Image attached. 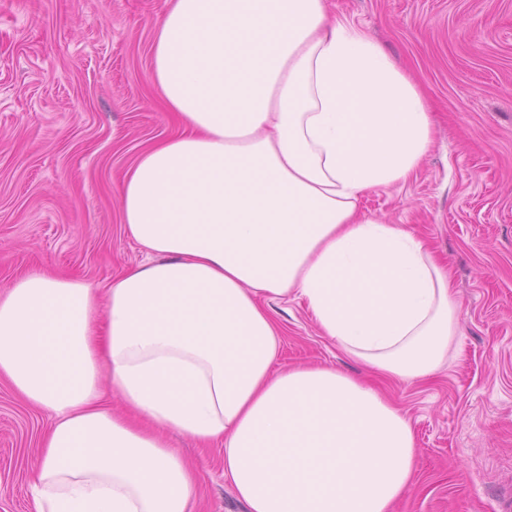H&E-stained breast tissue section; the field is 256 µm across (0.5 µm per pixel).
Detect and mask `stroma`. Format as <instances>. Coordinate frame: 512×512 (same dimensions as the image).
<instances>
[{"instance_id": "1", "label": "stroma", "mask_w": 512, "mask_h": 512, "mask_svg": "<svg viewBox=\"0 0 512 512\" xmlns=\"http://www.w3.org/2000/svg\"><path fill=\"white\" fill-rule=\"evenodd\" d=\"M167 0H0V291L46 271L107 288L145 259L118 184L175 128L151 83ZM423 86L435 142L406 184L367 194L366 214L426 239L451 268L458 334L448 364L385 395L419 456L396 512H501L512 490V0H329ZM275 368L366 369L322 336L296 295L268 300ZM50 411L0 378V512H32ZM200 475V512H247L224 451L165 435Z\"/></svg>"}]
</instances>
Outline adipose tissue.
I'll return each mask as SVG.
<instances>
[{
    "mask_svg": "<svg viewBox=\"0 0 512 512\" xmlns=\"http://www.w3.org/2000/svg\"><path fill=\"white\" fill-rule=\"evenodd\" d=\"M150 80L178 130L119 189L146 262L102 295L42 272L0 293V378L56 415L34 512H198L170 430L223 445L248 512H393L418 470L409 420L335 368L273 370L266 302L296 294L381 378L447 363L458 315L442 261L360 208L430 152L422 90L326 0H170Z\"/></svg>",
    "mask_w": 512,
    "mask_h": 512,
    "instance_id": "ef3b65f1",
    "label": "adipose tissue"
}]
</instances>
